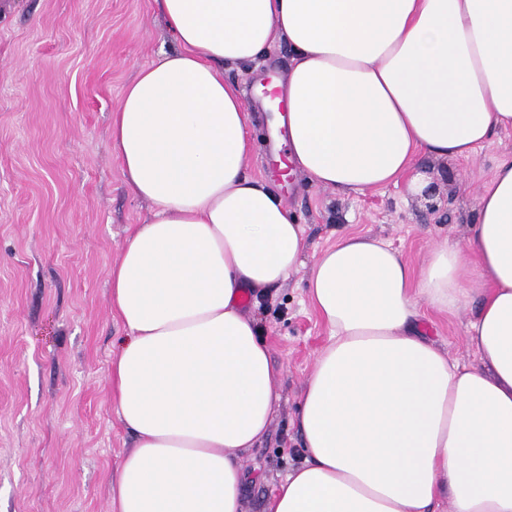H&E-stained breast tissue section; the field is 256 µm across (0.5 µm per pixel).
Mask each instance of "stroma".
Listing matches in <instances>:
<instances>
[{"mask_svg": "<svg viewBox=\"0 0 512 512\" xmlns=\"http://www.w3.org/2000/svg\"><path fill=\"white\" fill-rule=\"evenodd\" d=\"M172 44L152 0H0V512H110L109 480L134 445L110 395L112 350L126 331L111 310L109 270L150 205L125 183L110 123L140 67ZM292 52L276 38L253 63L224 67L249 115L268 69L285 75ZM512 129L469 159L418 158L412 174L343 194L295 172L282 176L263 139L249 176L277 186L302 225L305 258L350 233L376 236L421 272L437 244L461 240L476 197ZM437 188L426 203L413 181ZM308 268L244 311L257 320L281 394L267 437L242 455V512H265L271 492L305 457L296 413L329 331L307 295ZM469 304L421 309L426 338L459 363L475 360Z\"/></svg>", "mask_w": 512, "mask_h": 512, "instance_id": "stroma-1", "label": "stroma"}]
</instances>
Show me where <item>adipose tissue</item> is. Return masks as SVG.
Returning a JSON list of instances; mask_svg holds the SVG:
<instances>
[{"label":"adipose tissue","instance_id":"1","mask_svg":"<svg viewBox=\"0 0 512 512\" xmlns=\"http://www.w3.org/2000/svg\"><path fill=\"white\" fill-rule=\"evenodd\" d=\"M153 3L174 49L137 72L111 122L126 183L152 205L109 271L127 330L112 402L136 440L109 482L113 512H241V454L280 401L242 297L304 265L330 341L300 396L305 459L266 512H435L444 498L512 512V158L421 276L365 234L307 264L279 189L245 172L248 112L218 70L284 37L291 161L363 193L512 128V0ZM472 302L476 360L460 364L422 335L419 307Z\"/></svg>","mask_w":512,"mask_h":512}]
</instances>
